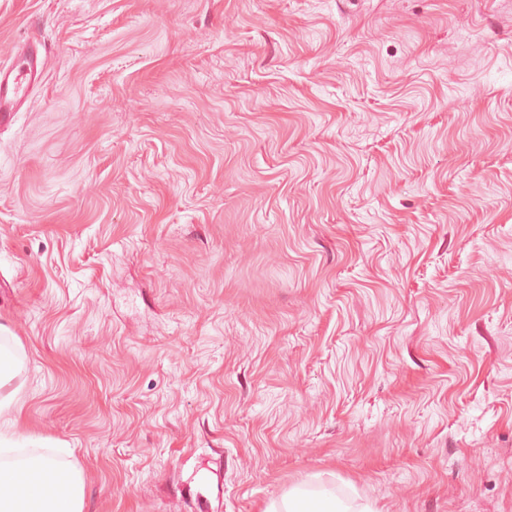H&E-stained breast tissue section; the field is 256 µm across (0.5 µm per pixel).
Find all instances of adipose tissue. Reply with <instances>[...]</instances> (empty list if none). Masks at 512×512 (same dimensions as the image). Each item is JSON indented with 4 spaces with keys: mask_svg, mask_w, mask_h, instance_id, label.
<instances>
[{
    "mask_svg": "<svg viewBox=\"0 0 512 512\" xmlns=\"http://www.w3.org/2000/svg\"><path fill=\"white\" fill-rule=\"evenodd\" d=\"M82 476L57 462L34 456L0 466V512H83ZM265 512H369L367 506L295 488Z\"/></svg>",
    "mask_w": 512,
    "mask_h": 512,
    "instance_id": "1",
    "label": "adipose tissue"
}]
</instances>
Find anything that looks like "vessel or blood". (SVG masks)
<instances>
[{
	"label": "vessel or blood",
	"instance_id": "b4317fda",
	"mask_svg": "<svg viewBox=\"0 0 512 512\" xmlns=\"http://www.w3.org/2000/svg\"><path fill=\"white\" fill-rule=\"evenodd\" d=\"M43 68L44 57L32 44L19 48L10 64L0 66V127L13 121Z\"/></svg>",
	"mask_w": 512,
	"mask_h": 512
}]
</instances>
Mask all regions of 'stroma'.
<instances>
[{
  "label": "stroma",
  "mask_w": 512,
  "mask_h": 512,
  "mask_svg": "<svg viewBox=\"0 0 512 512\" xmlns=\"http://www.w3.org/2000/svg\"><path fill=\"white\" fill-rule=\"evenodd\" d=\"M9 460L84 512H512V0H0ZM43 68L42 52L32 44L19 48L10 64L0 66V127L13 121ZM355 500L322 495L303 488H294L279 501H272L265 512H370Z\"/></svg>",
  "instance_id": "1"
}]
</instances>
